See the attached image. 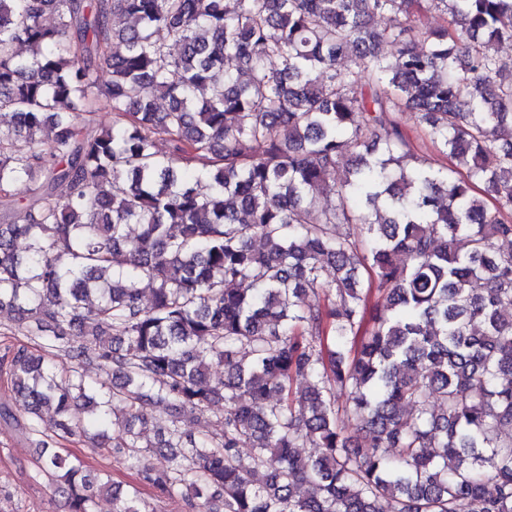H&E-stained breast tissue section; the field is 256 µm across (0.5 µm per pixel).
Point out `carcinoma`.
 Returning a JSON list of instances; mask_svg holds the SVG:
<instances>
[{
  "mask_svg": "<svg viewBox=\"0 0 512 512\" xmlns=\"http://www.w3.org/2000/svg\"><path fill=\"white\" fill-rule=\"evenodd\" d=\"M505 42L512 0H0V417L68 512H512ZM402 118L406 128L415 138L419 155L437 160L439 163H446V160L439 156L435 146L430 141L422 125L419 123L416 113L404 112ZM66 447L85 462L89 471L109 473L115 484L125 487L126 484L135 483L137 479L135 472L125 462L113 457L107 450L94 448L82 440L67 443Z\"/></svg>",
  "mask_w": 512,
  "mask_h": 512,
  "instance_id": "carcinoma-1",
  "label": "carcinoma"
}]
</instances>
